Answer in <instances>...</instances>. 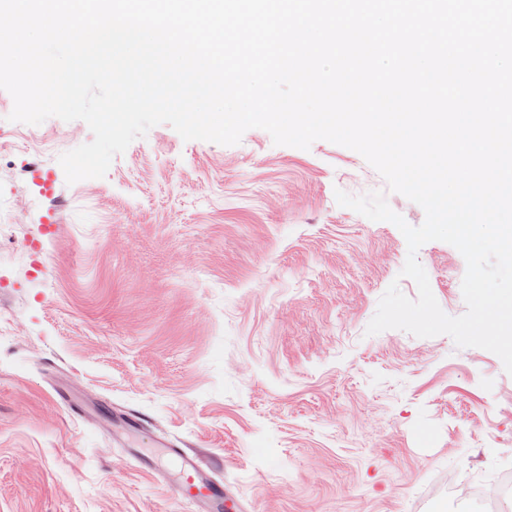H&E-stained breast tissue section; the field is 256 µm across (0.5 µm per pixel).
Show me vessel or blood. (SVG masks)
<instances>
[{
	"instance_id": "b4317fda",
	"label": "vessel or blood",
	"mask_w": 512,
	"mask_h": 512,
	"mask_svg": "<svg viewBox=\"0 0 512 512\" xmlns=\"http://www.w3.org/2000/svg\"><path fill=\"white\" fill-rule=\"evenodd\" d=\"M165 455L174 463L173 482L180 496L198 512H237L239 505L209 476L207 463L197 452L164 442Z\"/></svg>"
}]
</instances>
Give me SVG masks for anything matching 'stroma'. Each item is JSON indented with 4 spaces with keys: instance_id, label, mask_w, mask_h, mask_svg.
I'll return each instance as SVG.
<instances>
[{
    "instance_id": "stroma-1",
    "label": "stroma",
    "mask_w": 512,
    "mask_h": 512,
    "mask_svg": "<svg viewBox=\"0 0 512 512\" xmlns=\"http://www.w3.org/2000/svg\"><path fill=\"white\" fill-rule=\"evenodd\" d=\"M0 157V512H191L169 480L112 444L204 454L244 512H460L448 480L512 453V376L498 356L366 328L407 244L392 223L339 206L384 192L423 209L356 151L303 150L262 129L239 144L167 124L67 184L59 156L92 140L56 117L9 121ZM442 310L462 315L466 263L418 252ZM67 389L83 409L57 400ZM119 417V431L112 434L113 443L125 448L124 437H130L141 427L142 418L136 414L125 410H119L115 413Z\"/></svg>"
}]
</instances>
